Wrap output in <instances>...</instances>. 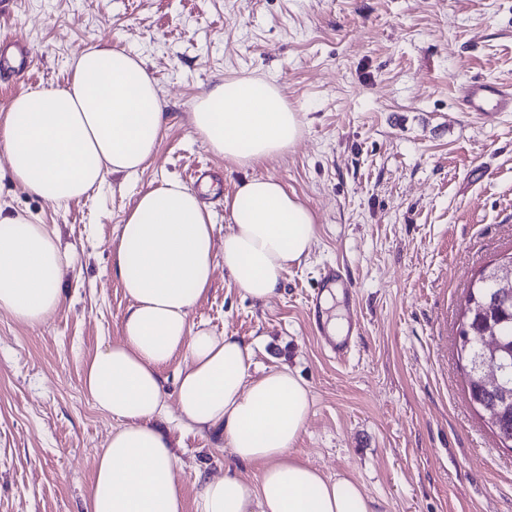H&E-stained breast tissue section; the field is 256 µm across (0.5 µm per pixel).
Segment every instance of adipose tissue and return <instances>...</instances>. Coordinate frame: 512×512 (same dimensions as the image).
I'll use <instances>...</instances> for the list:
<instances>
[{
    "label": "adipose tissue",
    "instance_id": "adipose-tissue-1",
    "mask_svg": "<svg viewBox=\"0 0 512 512\" xmlns=\"http://www.w3.org/2000/svg\"><path fill=\"white\" fill-rule=\"evenodd\" d=\"M166 109L139 55L90 49L67 83L11 101L0 120L7 158L0 179L57 203L84 197L108 176L147 167ZM192 125L214 154L250 166L286 153L303 123L277 84L239 77L193 101ZM226 206L233 230L224 237L225 270L246 296H275L282 271L310 252L313 213L270 177L245 182ZM215 229L195 191L166 181L137 197L112 242V265L132 304L122 341L100 347L84 368V390L116 422L85 512H184L172 440L153 423L167 410L160 368L179 352L180 424L222 436L238 463L261 467L255 486L229 468L203 479L201 512H375L357 483L295 455L311 407L303 380L285 366L250 378L249 346L191 324L212 284ZM70 262L59 235L37 216L0 208V312L44 323L63 303Z\"/></svg>",
    "mask_w": 512,
    "mask_h": 512
}]
</instances>
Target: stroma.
Instances as JSON below:
<instances>
[{
  "instance_id": "obj_1",
  "label": "stroma",
  "mask_w": 512,
  "mask_h": 512,
  "mask_svg": "<svg viewBox=\"0 0 512 512\" xmlns=\"http://www.w3.org/2000/svg\"><path fill=\"white\" fill-rule=\"evenodd\" d=\"M0 119L29 90L66 82L87 50L142 55L170 120L137 177L54 203L0 181V206L40 217L74 252L61 307L30 326L0 313V512H85L115 420L83 390L84 365L118 342L131 305L112 241L136 197L173 179L201 191L215 238L224 200L249 179L281 182L314 214L308 257L274 297L243 294L223 265L192 324L252 349L248 373L288 366L311 395L296 455L350 477L380 512H512V450L472 406L455 350L460 304L484 266L512 253V112H469L475 79L512 83V0H0ZM281 86L304 126L285 155L240 168L192 131L194 98L221 79ZM353 291L326 317L361 321L346 362L310 311L320 275ZM174 355L161 368L184 512L202 478L233 464L227 442L176 419Z\"/></svg>"
}]
</instances>
